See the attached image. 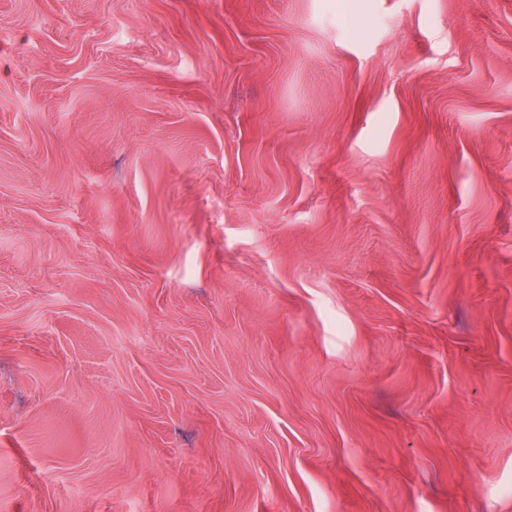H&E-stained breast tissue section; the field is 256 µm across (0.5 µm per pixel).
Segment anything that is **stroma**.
Returning a JSON list of instances; mask_svg holds the SVG:
<instances>
[{
    "mask_svg": "<svg viewBox=\"0 0 512 512\" xmlns=\"http://www.w3.org/2000/svg\"><path fill=\"white\" fill-rule=\"evenodd\" d=\"M0 512H512V0H0Z\"/></svg>",
    "mask_w": 512,
    "mask_h": 512,
    "instance_id": "obj_1",
    "label": "stroma"
}]
</instances>
